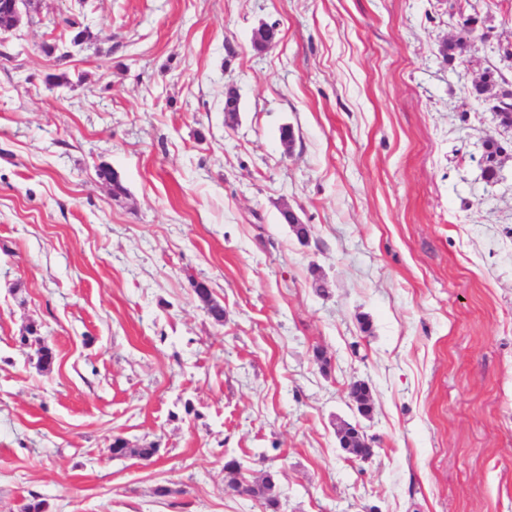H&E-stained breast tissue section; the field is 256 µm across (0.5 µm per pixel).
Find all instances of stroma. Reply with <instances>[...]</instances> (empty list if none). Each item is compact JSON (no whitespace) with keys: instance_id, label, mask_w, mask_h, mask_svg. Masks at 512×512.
<instances>
[{"instance_id":"1","label":"stroma","mask_w":512,"mask_h":512,"mask_svg":"<svg viewBox=\"0 0 512 512\" xmlns=\"http://www.w3.org/2000/svg\"><path fill=\"white\" fill-rule=\"evenodd\" d=\"M500 42L512 0H40L0 33V512H265L230 457L280 512H512V134L466 92L512 83ZM478 21L480 24L481 20L479 19V16H467L463 19L462 26L458 35L442 43L440 46V53L447 61L452 62L456 58H461L465 55L463 54L462 46L467 45V47H469L470 37L479 31V25L476 27V23ZM498 78L505 82V79L497 71L488 70L481 77L480 81L471 84L467 88L470 97L480 103H484L485 99L492 95L493 92L501 85ZM484 176L490 181L496 179L499 171L502 148L500 142L488 140L484 143ZM191 286L198 300L202 303L203 307L211 318L218 322L224 321V305L216 300L205 281L191 280ZM112 457L120 458L127 455H136L143 460H150L158 451L153 444L146 448H128V443L121 437H115L109 447ZM243 467L236 458L224 462V492L230 495H248L263 501L266 511L277 512L279 508L278 483L275 471H267L261 480L250 483L243 474Z\"/></svg>"}]
</instances>
